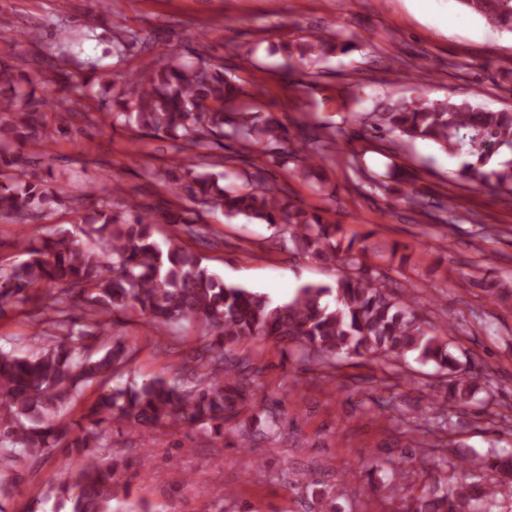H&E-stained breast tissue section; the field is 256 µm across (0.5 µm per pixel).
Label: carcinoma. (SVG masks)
Instances as JSON below:
<instances>
[{"label":"carcinoma","instance_id":"obj_1","mask_svg":"<svg viewBox=\"0 0 512 512\" xmlns=\"http://www.w3.org/2000/svg\"><path fill=\"white\" fill-rule=\"evenodd\" d=\"M488 25L512 32V0H460ZM58 39L67 48L55 55L39 56L43 69L52 71L47 82L38 74L16 70L0 60V215L22 216L58 200L59 191L43 183L33 170L40 154L26 163L14 146L43 147L47 141L49 113L64 106L63 90L85 94V82L76 81L79 42L67 30ZM145 43L134 30L119 29L112 40V56L122 59ZM288 58L284 76L296 69L324 61L339 51L353 49L341 30L311 33L281 45ZM186 57L171 51L161 65L147 61L117 87L112 70L88 62L96 80L111 87L106 118L132 124L157 138L181 139L193 150L159 174V180L183 202L156 211L130 204L112 212V190H90L95 206L81 219L83 233L104 245L86 249L59 231L40 241L18 244L23 262L0 269V317L15 303L36 301L40 313L53 314L54 330L40 336L42 348L29 355L0 351V467L12 469L35 462L57 448L79 452L86 462L71 479L55 490L69 504V512H118L113 503L130 496L128 485L115 478L112 424L136 430L188 426L220 436L224 424L247 414L251 423L274 434L279 417L273 411L260 418L257 378L262 368L240 347L273 339L285 345L297 362L322 369L336 366L339 358L368 357L391 365L411 357L431 364L445 377L442 403L465 408L492 383L475 371L462 368L450 350V341L430 332L418 316L414 295H393L381 281L378 268L368 264V247L346 237L341 225L275 192L265 169L245 173V182L230 187L219 184L209 169L228 162L213 160L214 146L230 140L239 145L244 161L256 146L270 149L276 163L295 164L302 177L314 175L330 158L331 146L319 137L290 138L285 125L263 119L253 106L237 107L241 87L224 69L221 56H204L192 50ZM376 137L393 135L402 141H430L450 155L468 160L459 175L478 187L512 192V111L491 110L469 100L448 97L431 100L412 97L382 101L359 121ZM381 193L398 194L412 208L426 209L412 191H401L404 175L382 174L359 168ZM201 210H221L227 219L244 216L266 224L281 225L279 243L317 262L339 266L344 273L336 287L304 283L294 295L274 303L267 296L213 274L205 257L171 242L161 245L154 224L184 227L199 234L186 214L188 204ZM482 288L504 305H512V277L483 279ZM334 296L335 305L324 302ZM82 302L91 323L74 331L67 311ZM132 309L159 330L199 324L203 343L187 359L176 377H157L138 385L115 383L133 352L117 340L94 351L105 332L109 313ZM101 380L96 400L80 420L63 419L73 395ZM451 475L447 482L434 480L405 508V512H491L512 482V450L502 448L483 457L458 454L444 459ZM297 488L311 496L316 512H340L337 500L344 487L317 488L304 472L294 473Z\"/></svg>","mask_w":512,"mask_h":512}]
</instances>
